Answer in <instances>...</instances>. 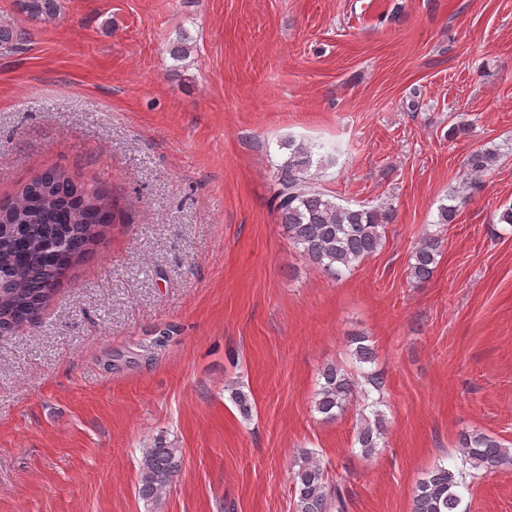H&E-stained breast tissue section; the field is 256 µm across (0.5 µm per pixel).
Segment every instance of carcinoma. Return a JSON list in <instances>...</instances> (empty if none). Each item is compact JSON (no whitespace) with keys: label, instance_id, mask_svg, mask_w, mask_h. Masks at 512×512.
Returning a JSON list of instances; mask_svg holds the SVG:
<instances>
[{"label":"carcinoma","instance_id":"cac0c4a2","mask_svg":"<svg viewBox=\"0 0 512 512\" xmlns=\"http://www.w3.org/2000/svg\"><path fill=\"white\" fill-rule=\"evenodd\" d=\"M32 19H52L59 0H20ZM287 157L276 166L275 209L280 224L301 256L339 280L385 243L386 227L394 219L387 206L351 207L331 199L314 181L311 170L336 164L333 155H320L314 145L290 140ZM501 158L500 146H483L466 158L469 180L448 187L447 202L438 208V226L454 223L462 204L482 189V178ZM117 210L97 180L74 183L63 170H51L28 183L22 192L0 200V326L24 325L36 318L66 273L93 250L116 223ZM444 245L442 232H425L410 254L407 278L419 285L432 277ZM352 355L360 364L376 359L368 337L351 338ZM240 414L251 415L248 395L231 389ZM358 404L354 445L370 458L386 435L382 399L370 398L355 375L339 365L320 371L314 410L333 420L350 405ZM461 466L437 465L416 485L412 512H467L462 489L475 472L493 473L512 466V448L482 432L463 431L458 438ZM183 457L177 448L162 442L143 452L138 495L158 502L181 471ZM293 471V512H348L344 487L329 480L312 451L301 454Z\"/></svg>","mask_w":512,"mask_h":512}]
</instances>
